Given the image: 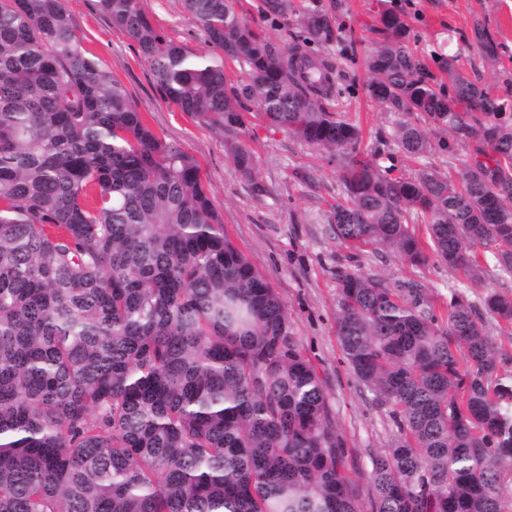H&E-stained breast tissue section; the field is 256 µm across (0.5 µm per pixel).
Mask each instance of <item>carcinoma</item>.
Returning <instances> with one entry per match:
<instances>
[{
    "mask_svg": "<svg viewBox=\"0 0 512 512\" xmlns=\"http://www.w3.org/2000/svg\"><path fill=\"white\" fill-rule=\"evenodd\" d=\"M235 0H181L210 53L157 30L139 0H98L163 96L232 132L244 99L341 169L328 221L343 244L470 284L512 280V104L458 57L408 46L390 8L366 55L368 97L398 150L431 135L479 146L459 177L394 176L324 101L337 76L315 48L343 39L323 8L291 43L261 39ZM292 0H263L286 16ZM247 68L230 87L224 59ZM247 177L256 165L230 146ZM429 236L423 245L414 225ZM336 336L398 430L372 458L374 512H504L512 374L484 315L512 329V293L460 289L446 317L416 278L338 274ZM315 367L278 293L224 233L200 166L144 122L87 55L63 0H0V512H359Z\"/></svg>",
    "mask_w": 512,
    "mask_h": 512,
    "instance_id": "1",
    "label": "carcinoma"
}]
</instances>
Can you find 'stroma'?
Returning <instances> with one entry per match:
<instances>
[{"instance_id":"1","label":"stroma","mask_w":512,"mask_h":512,"mask_svg":"<svg viewBox=\"0 0 512 512\" xmlns=\"http://www.w3.org/2000/svg\"><path fill=\"white\" fill-rule=\"evenodd\" d=\"M298 10L320 5L331 10L355 40V54L364 57L381 41V13L392 8L410 25V46L420 54L440 58L457 55L471 79L492 95L512 101V0H293ZM84 48L125 88L147 125L165 143L193 157L201 167L203 188L231 242L281 297L289 328L316 368L327 397V416L345 450V469L357 489L360 512H372L368 479L371 459L388 453L398 428L386 407L356 378L345 362L336 336L338 268L359 265L382 276L417 277L430 288L438 305H445L461 277L432 260L426 266L401 263L385 252L358 255L342 247L328 222L331 204L342 196L335 160L287 131L273 127L253 101H242L245 128L214 130L167 102L135 43L102 14L97 0H64ZM154 26L188 50L203 53L205 39L180 0H140ZM237 8L253 30L272 41L291 40L292 25L264 16L262 0H237ZM485 29L499 45V57L482 56L470 40ZM320 56L344 70L343 94L329 102L363 129L362 151L381 166L413 175L414 159L399 154L392 141V113L367 98V72L359 62L346 64L337 45L320 49ZM243 143L256 161L253 178L233 163L230 146Z\"/></svg>"}]
</instances>
